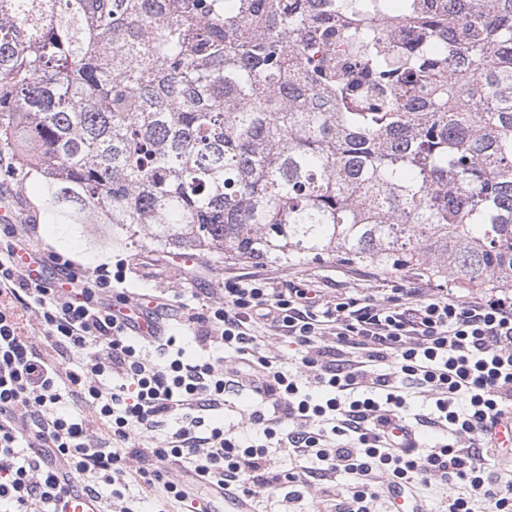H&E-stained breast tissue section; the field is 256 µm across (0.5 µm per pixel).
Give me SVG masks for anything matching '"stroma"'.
I'll return each mask as SVG.
<instances>
[{"label":"stroma","instance_id":"35a3bbf8","mask_svg":"<svg viewBox=\"0 0 512 512\" xmlns=\"http://www.w3.org/2000/svg\"><path fill=\"white\" fill-rule=\"evenodd\" d=\"M37 202L34 183L25 188L0 179V215L13 217L15 223H28L37 218V243L45 251H53L71 258L85 266L95 267L103 262L117 263L126 260L133 264L134 273L128 274L126 286L138 294L166 293L173 309L169 313L168 334L176 340L187 356H200L202 350L191 329L183 324L177 307L184 289H196L199 298L194 306L205 312L217 288L223 287L226 278L257 272L283 283L299 285L306 279L319 281L326 296L349 292H365L379 298L389 296L393 282L409 283L416 279L415 269L385 271L380 267L347 260L343 255L294 262H278L272 259L254 261L233 260L220 253L199 255L193 266H185L179 252H166L156 247L143 235L131 240L109 237L106 225L89 224L84 228L81 240L64 243L57 234L56 225L50 224L47 216L36 213ZM223 411L207 413V423L228 430L240 428L244 416L261 410L260 399L249 388L241 387L225 393Z\"/></svg>","mask_w":512,"mask_h":512}]
</instances>
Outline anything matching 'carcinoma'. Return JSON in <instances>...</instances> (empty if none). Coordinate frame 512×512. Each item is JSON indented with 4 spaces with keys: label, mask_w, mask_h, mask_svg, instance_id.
<instances>
[{
    "label": "carcinoma",
    "mask_w": 512,
    "mask_h": 512,
    "mask_svg": "<svg viewBox=\"0 0 512 512\" xmlns=\"http://www.w3.org/2000/svg\"><path fill=\"white\" fill-rule=\"evenodd\" d=\"M0 0L53 223L512 288V0Z\"/></svg>",
    "instance_id": "1"
}]
</instances>
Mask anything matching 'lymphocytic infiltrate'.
<instances>
[{"label": "lymphocytic infiltrate", "instance_id": "f902f5d3", "mask_svg": "<svg viewBox=\"0 0 512 512\" xmlns=\"http://www.w3.org/2000/svg\"><path fill=\"white\" fill-rule=\"evenodd\" d=\"M36 233L11 224L0 242V504L8 512H55L64 490L104 485L113 488L106 512H133L122 493L132 483L176 512H199L200 495L218 490L250 502L284 484L335 492L336 512H375L380 500L416 495L434 479L469 487L468 496L442 499L440 512H512V475L489 469L485 446L488 424L512 408V293L462 302L422 279L382 300L326 302L312 281L277 288L229 279L206 314L188 315L203 350L189 359L173 338L130 335L114 316L113 303L128 300L127 264L89 270L66 258L71 290L30 281L15 255ZM26 314L58 359L22 334ZM269 333L296 346L318 396L278 356L262 354ZM227 349L234 365L216 367L213 353ZM71 352L83 355L74 370L60 362ZM409 384L428 394L422 420L440 434L424 453L389 443ZM245 385L263 404L245 423L263 433L258 445L203 417L223 409L227 389ZM70 397L90 406L105 435L69 410ZM177 414L181 426L163 436ZM285 416L296 424L286 433ZM272 440L296 459L316 457L319 472L280 470ZM341 473L351 489L332 490Z\"/></svg>", "mask_w": 512, "mask_h": 512}]
</instances>
